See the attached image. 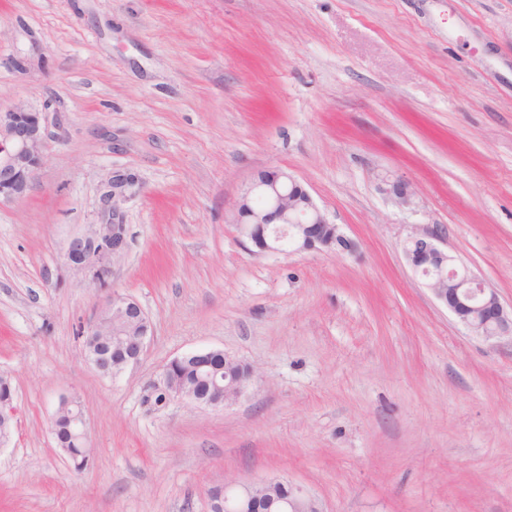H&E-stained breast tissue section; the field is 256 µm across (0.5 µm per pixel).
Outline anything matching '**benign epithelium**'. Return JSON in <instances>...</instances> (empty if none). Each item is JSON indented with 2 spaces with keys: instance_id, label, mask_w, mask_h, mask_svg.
Segmentation results:
<instances>
[{
  "instance_id": "benign-epithelium-1",
  "label": "benign epithelium",
  "mask_w": 512,
  "mask_h": 512,
  "mask_svg": "<svg viewBox=\"0 0 512 512\" xmlns=\"http://www.w3.org/2000/svg\"><path fill=\"white\" fill-rule=\"evenodd\" d=\"M47 113L39 112L23 101H15L0 110V201H14L25 196L42 165L48 148ZM388 192L401 206L412 204V194L401 180H393ZM140 193L137 177L124 169L114 168L101 182L100 201L110 217L84 225L81 232L66 241L62 259L66 268L81 276L96 290L105 293L102 306L84 331V345L95 349L88 360L101 374L112 375L111 360L102 346L115 332L102 324L106 312L122 321L140 326L138 332L119 340L125 348L126 365L138 363L152 335L151 321L134 299L111 287V267L129 246V225L119 220L118 205ZM233 224L237 232L260 253L284 251V240L297 252L340 250L354 252L358 244L347 237L314 202L310 193L291 174L281 169L262 170L253 178L235 204ZM442 237L434 232L415 233L407 237L403 253L407 263L424 279L436 299L454 317L486 340L512 338V310H507L497 293L487 287L455 256L442 247ZM171 364L149 382L151 392H161L164 404L187 403L197 407L226 405L225 387L235 388L241 396L252 382L254 372L217 384L210 397L191 399L168 381ZM62 402L72 408L73 423L84 440H89L79 398L65 397ZM268 484L288 487V494L278 499L280 512H303L302 507L317 509L306 489L286 479L270 478L261 482L228 480L224 482L225 512H259L273 502L260 503L255 491Z\"/></svg>"
}]
</instances>
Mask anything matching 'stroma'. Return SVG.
Masks as SVG:
<instances>
[{
    "instance_id": "obj_1",
    "label": "stroma",
    "mask_w": 512,
    "mask_h": 512,
    "mask_svg": "<svg viewBox=\"0 0 512 512\" xmlns=\"http://www.w3.org/2000/svg\"><path fill=\"white\" fill-rule=\"evenodd\" d=\"M20 98L60 125L0 204V512H208L210 487L272 477L319 512H512V340L468 331L403 255L443 232L512 305V0H0V109ZM115 168L142 190L112 286L152 336L104 376L80 336L102 296L61 253ZM275 168L356 253L250 251L234 206ZM210 348L253 368L239 400L145 403ZM73 395L80 472L51 430Z\"/></svg>"
}]
</instances>
